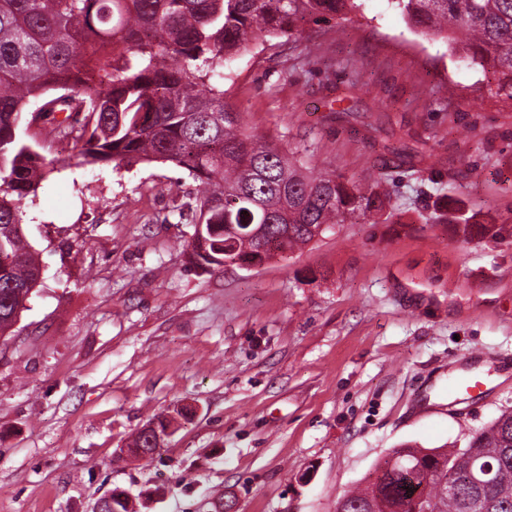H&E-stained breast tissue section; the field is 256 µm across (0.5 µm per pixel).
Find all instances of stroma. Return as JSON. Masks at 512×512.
<instances>
[{"label": "stroma", "instance_id": "stroma-1", "mask_svg": "<svg viewBox=\"0 0 512 512\" xmlns=\"http://www.w3.org/2000/svg\"><path fill=\"white\" fill-rule=\"evenodd\" d=\"M226 100L247 133L314 173L376 181L352 218L253 269L197 266L171 163L67 167L24 231L42 278L0 338V512H336L393 449L463 440L512 409V102L386 0L257 39ZM461 202L495 234H454ZM480 356L485 395L448 400ZM166 419L155 459L124 455Z\"/></svg>", "mask_w": 512, "mask_h": 512}]
</instances>
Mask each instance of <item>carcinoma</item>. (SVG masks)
Masks as SVG:
<instances>
[{
	"instance_id": "1",
	"label": "carcinoma",
	"mask_w": 512,
	"mask_h": 512,
	"mask_svg": "<svg viewBox=\"0 0 512 512\" xmlns=\"http://www.w3.org/2000/svg\"><path fill=\"white\" fill-rule=\"evenodd\" d=\"M363 0H0V337L16 323L40 268L24 233L45 174L66 169L18 136L38 111L74 136L87 165L171 162L199 185L183 203L201 237L198 265L263 262L271 239L291 252L335 224L378 218L377 182L314 174L247 134L224 95V67L248 44L362 15ZM405 23L491 75L512 101V0H388ZM175 64H167V60ZM84 113L75 128L72 114ZM448 223L483 236L460 207ZM250 224L257 234L242 225ZM381 475L341 497L344 512H512V409L450 450L393 451ZM454 489H449L448 484ZM107 512H131L114 491Z\"/></svg>"
}]
</instances>
